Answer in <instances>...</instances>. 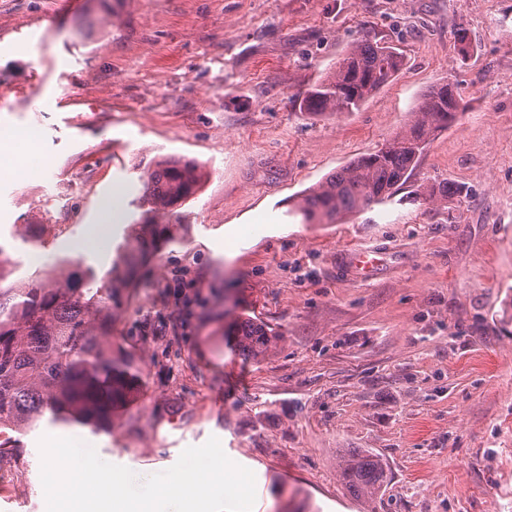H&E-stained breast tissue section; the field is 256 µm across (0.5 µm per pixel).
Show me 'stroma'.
Masks as SVG:
<instances>
[{"label": "stroma", "instance_id": "stroma-1", "mask_svg": "<svg viewBox=\"0 0 512 512\" xmlns=\"http://www.w3.org/2000/svg\"><path fill=\"white\" fill-rule=\"evenodd\" d=\"M366 39L401 54L393 80L356 111H301ZM443 82L457 119L396 194L303 223L302 191L408 129ZM27 126V169L0 159V242L20 261L25 225L60 224L43 265L105 272L155 156L209 176L116 325L141 399L108 433L21 436L0 512H47L46 435L137 474L217 437L255 475L253 512H512V0H0V131ZM353 249L377 253L371 275ZM240 315L278 334L260 360L224 333ZM353 450L388 466L375 499L342 482Z\"/></svg>", "mask_w": 512, "mask_h": 512}]
</instances>
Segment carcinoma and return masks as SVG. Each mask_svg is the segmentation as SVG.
<instances>
[{"label":"carcinoma","mask_w":512,"mask_h":512,"mask_svg":"<svg viewBox=\"0 0 512 512\" xmlns=\"http://www.w3.org/2000/svg\"><path fill=\"white\" fill-rule=\"evenodd\" d=\"M400 66L394 48L356 42L330 75L307 90L302 108L313 116L351 112ZM460 101L451 83L427 94L408 130L304 195L298 205L303 219L334 222L393 195L411 176L431 136L455 122ZM205 177L196 161L172 156L160 157L144 171L143 190L135 200L140 218L102 276L61 257L48 270L17 278L0 243V435L7 429L23 435L43 422L98 433L140 398L143 384L131 353L112 346V332L140 270L165 245L180 241L181 225L172 219L196 198ZM22 241L35 248L47 244L37 224L28 225ZM227 335L237 337L239 351L251 360L275 341V333L251 317L232 323ZM340 475L356 497H375L389 481L383 460L365 451L349 452Z\"/></svg>","instance_id":"cac0c4a2"}]
</instances>
